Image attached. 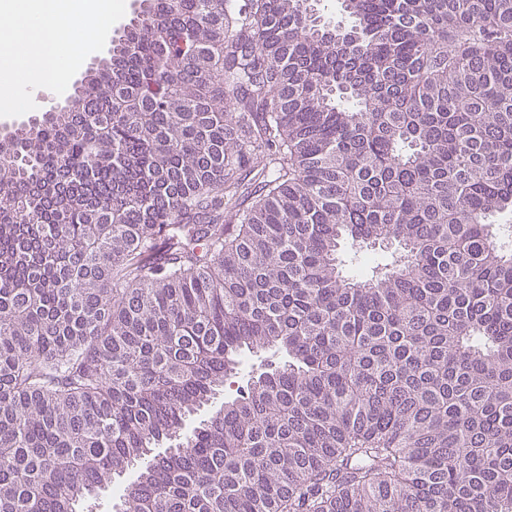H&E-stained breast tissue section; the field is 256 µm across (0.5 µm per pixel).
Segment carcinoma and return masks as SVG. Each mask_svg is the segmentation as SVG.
<instances>
[{
	"mask_svg": "<svg viewBox=\"0 0 512 512\" xmlns=\"http://www.w3.org/2000/svg\"><path fill=\"white\" fill-rule=\"evenodd\" d=\"M318 2L146 0L0 141V512H512V0ZM279 356L277 354L273 355L272 352L248 354L244 359V367L241 373L231 376L224 381V394L218 396V399L215 400L212 406L219 407L224 400H231L237 397L240 390L246 385L248 374L264 371L270 361L278 362L280 360Z\"/></svg>",
	"mask_w": 512,
	"mask_h": 512,
	"instance_id": "1",
	"label": "carcinoma"
}]
</instances>
